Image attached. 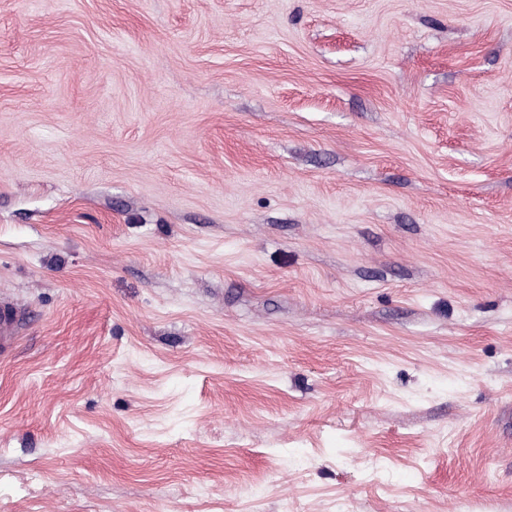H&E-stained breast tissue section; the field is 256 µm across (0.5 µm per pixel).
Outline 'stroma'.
<instances>
[{"mask_svg": "<svg viewBox=\"0 0 512 512\" xmlns=\"http://www.w3.org/2000/svg\"><path fill=\"white\" fill-rule=\"evenodd\" d=\"M0 512H512V0H0ZM18 328V311L9 301L0 300V354L12 347Z\"/></svg>", "mask_w": 512, "mask_h": 512, "instance_id": "obj_1", "label": "stroma"}]
</instances>
